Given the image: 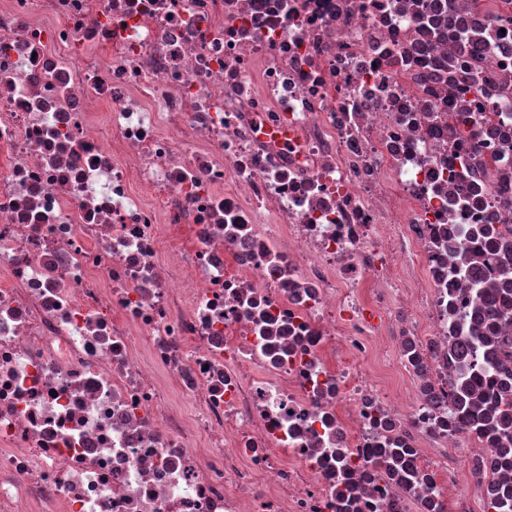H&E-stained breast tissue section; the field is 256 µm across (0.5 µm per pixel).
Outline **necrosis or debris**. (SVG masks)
Wrapping results in <instances>:
<instances>
[{
    "instance_id": "obj_1",
    "label": "necrosis or debris",
    "mask_w": 512,
    "mask_h": 512,
    "mask_svg": "<svg viewBox=\"0 0 512 512\" xmlns=\"http://www.w3.org/2000/svg\"><path fill=\"white\" fill-rule=\"evenodd\" d=\"M484 225L512 0H0V512H500ZM481 377L489 382L491 393L481 391L474 384V380ZM508 387L506 374L497 376L489 370L473 372L462 378L455 395L460 420L489 436L491 440H507L509 434L511 440L512 415L493 413L498 404V396L503 398L499 394L506 396ZM480 406L487 407V411L477 412Z\"/></svg>"
}]
</instances>
